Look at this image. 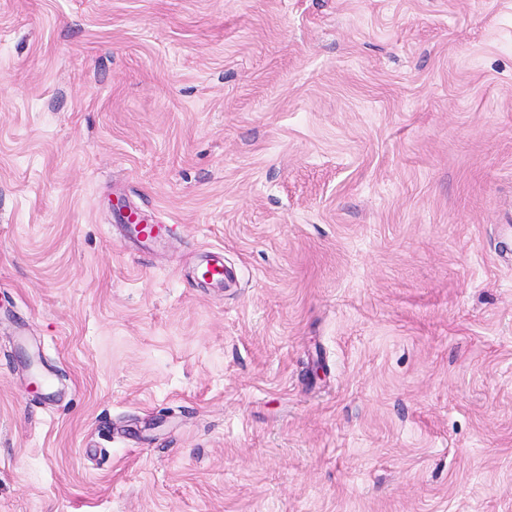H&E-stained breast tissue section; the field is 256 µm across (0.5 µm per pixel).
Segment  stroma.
Wrapping results in <instances>:
<instances>
[{
    "label": "stroma",
    "instance_id": "35a3bbf8",
    "mask_svg": "<svg viewBox=\"0 0 512 512\" xmlns=\"http://www.w3.org/2000/svg\"><path fill=\"white\" fill-rule=\"evenodd\" d=\"M0 512H512V0H0ZM127 228L129 233L144 245H149L163 239L166 232L165 224H130Z\"/></svg>",
    "mask_w": 512,
    "mask_h": 512
}]
</instances>
